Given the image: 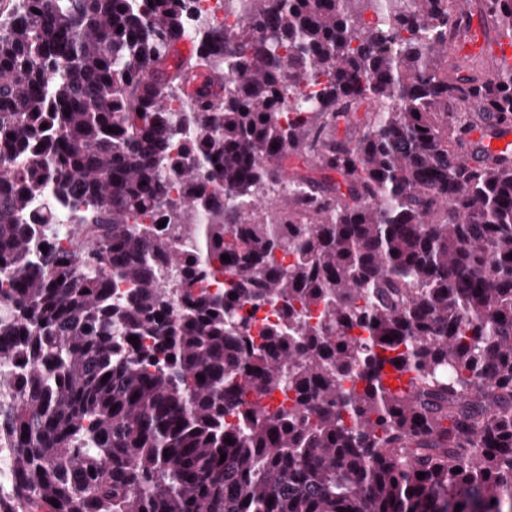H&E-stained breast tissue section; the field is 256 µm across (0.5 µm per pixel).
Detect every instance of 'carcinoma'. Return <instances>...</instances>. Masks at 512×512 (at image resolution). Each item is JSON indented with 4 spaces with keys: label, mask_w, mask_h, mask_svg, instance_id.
Listing matches in <instances>:
<instances>
[{
    "label": "carcinoma",
    "mask_w": 512,
    "mask_h": 512,
    "mask_svg": "<svg viewBox=\"0 0 512 512\" xmlns=\"http://www.w3.org/2000/svg\"><path fill=\"white\" fill-rule=\"evenodd\" d=\"M192 2L0 11L9 512H512V158L465 157L512 63L448 76L461 0ZM291 156L321 176L273 196ZM59 203L86 238L44 252ZM237 21V15L224 9V0H196L192 18L189 22L191 28L206 23L209 26H232Z\"/></svg>",
    "instance_id": "carcinoma-1"
}]
</instances>
